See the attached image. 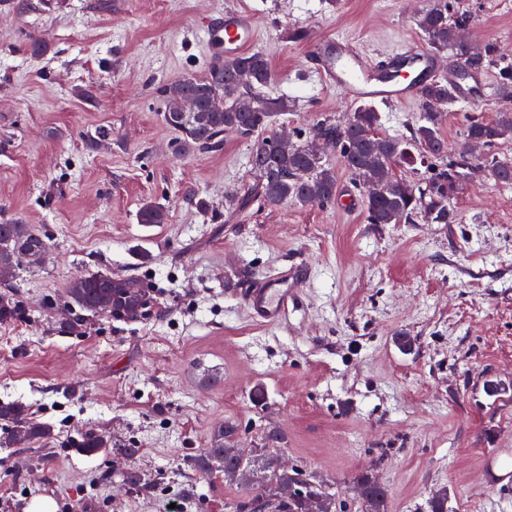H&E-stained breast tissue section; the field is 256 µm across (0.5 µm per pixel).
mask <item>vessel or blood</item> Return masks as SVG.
<instances>
[{
    "instance_id": "vessel-or-blood-1",
    "label": "vessel or blood",
    "mask_w": 512,
    "mask_h": 512,
    "mask_svg": "<svg viewBox=\"0 0 512 512\" xmlns=\"http://www.w3.org/2000/svg\"><path fill=\"white\" fill-rule=\"evenodd\" d=\"M207 34L214 61H226L241 55L254 43L255 18L248 11L230 9L222 19L208 25ZM309 60L311 69L327 85L347 90L352 100L385 104L415 100L440 68L438 57L424 48H407L374 59L348 38L337 35L313 38ZM302 277L301 269L292 266L258 279L245 291L251 317L267 324L284 320L298 303L292 284Z\"/></svg>"
}]
</instances>
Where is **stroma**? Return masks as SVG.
Here are the masks:
<instances>
[{"mask_svg":"<svg viewBox=\"0 0 512 512\" xmlns=\"http://www.w3.org/2000/svg\"><path fill=\"white\" fill-rule=\"evenodd\" d=\"M475 45L512 62V0H447ZM429 0H0V224H28L50 244L0 296V401H19L50 436L0 448V512L34 498L57 512H225L243 493L223 473L187 464L219 429L237 447L277 446L353 501L369 473L390 512H512L483 459L512 448V405L472 395L479 374L512 371V186L484 171L451 197L452 224H371L364 206L264 208L249 139L181 152L161 117L160 87L206 75L207 22L252 11L266 91L293 107L281 124L306 139L317 120L355 103L306 66L313 33L343 34L372 57L427 40L415 17ZM44 44L42 55L29 51ZM477 101L454 99L449 150L466 117L499 107L498 67ZM164 224H143L144 203ZM306 271L287 320L251 319L243 293L282 267ZM91 273L135 278L148 306L103 317L70 303ZM110 445L83 452L81 433ZM136 449L127 457L125 449ZM137 469L145 486L123 484Z\"/></svg>","mask_w":512,"mask_h":512,"instance_id":"obj_1","label":"stroma"}]
</instances>
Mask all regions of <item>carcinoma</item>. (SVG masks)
<instances>
[{
  "label": "carcinoma",
  "mask_w": 512,
  "mask_h": 512,
  "mask_svg": "<svg viewBox=\"0 0 512 512\" xmlns=\"http://www.w3.org/2000/svg\"><path fill=\"white\" fill-rule=\"evenodd\" d=\"M416 21L427 36L429 48L436 53L450 52L452 61L463 69L482 72L497 62L496 45H474L467 33L468 18L450 20L445 0H433ZM271 80L268 60L256 52L218 63L204 77H188L160 88L165 103L162 119L181 132L184 150L215 149L226 132L252 141L249 161L258 178L257 200L265 207L334 201L338 180L335 169L324 161L327 149L339 152L355 187L362 192L370 224H413L418 217L432 224L455 223L448 198L476 169L486 171L498 183L512 185V162L493 153L500 142L512 140V64L500 68L501 107L491 119L479 114L468 116L462 142L451 156L441 135L448 104L455 98L454 87L446 81L426 84L419 96L420 123L407 138L380 134L378 112L370 105H361L342 124L330 119L317 121L310 138L295 142L275 130L279 116L291 111V101L286 96L262 93ZM428 159L438 165L424 184L411 185L397 176L396 168ZM139 219L142 224H165L168 214L164 208L146 203ZM48 249L49 244L30 225L0 224V268L12 272L22 253L31 251L38 259ZM112 280L108 274L82 276L71 283L69 299L93 313L137 317L147 305L139 282L125 279L124 288L114 298ZM0 423L4 424L1 448L50 434L47 425L30 420L26 405L19 401L0 402ZM236 434L237 426H224L210 447L198 449L189 459L191 467L203 475L218 469L239 470L238 484L249 492L230 503V512H254L271 483L300 486L304 496L280 500L269 512H346V504L317 488L305 471L280 468L273 449H263L258 467L252 468L251 460L237 455ZM80 447L94 453L107 447V439L88 428L81 435ZM357 496L363 503L372 501L374 512H389L386 488L367 474L359 479Z\"/></svg>",
  "instance_id": "carcinoma-1"
}]
</instances>
